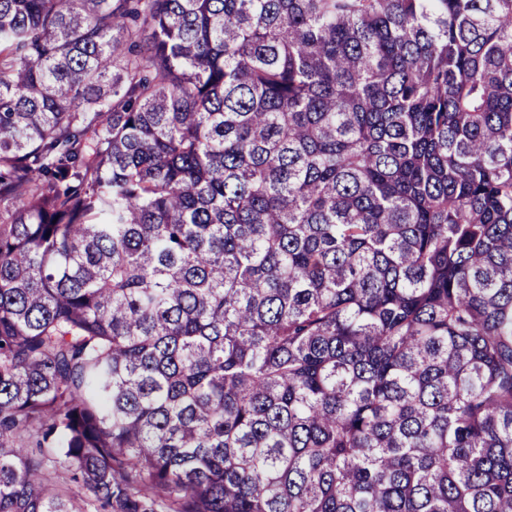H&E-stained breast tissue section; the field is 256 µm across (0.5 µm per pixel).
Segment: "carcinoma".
<instances>
[{
    "mask_svg": "<svg viewBox=\"0 0 512 512\" xmlns=\"http://www.w3.org/2000/svg\"><path fill=\"white\" fill-rule=\"evenodd\" d=\"M0 512H512V0H0Z\"/></svg>",
    "mask_w": 512,
    "mask_h": 512,
    "instance_id": "carcinoma-1",
    "label": "carcinoma"
}]
</instances>
